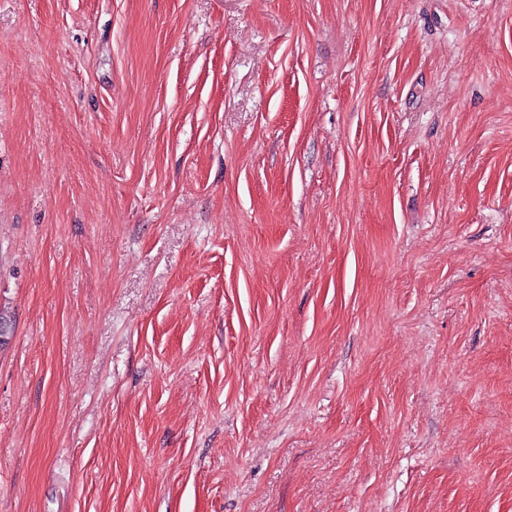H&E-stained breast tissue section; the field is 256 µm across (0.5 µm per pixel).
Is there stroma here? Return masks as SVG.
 <instances>
[{"label":"stroma","instance_id":"obj_1","mask_svg":"<svg viewBox=\"0 0 512 512\" xmlns=\"http://www.w3.org/2000/svg\"><path fill=\"white\" fill-rule=\"evenodd\" d=\"M0 512H512V0H0Z\"/></svg>","mask_w":512,"mask_h":512}]
</instances>
